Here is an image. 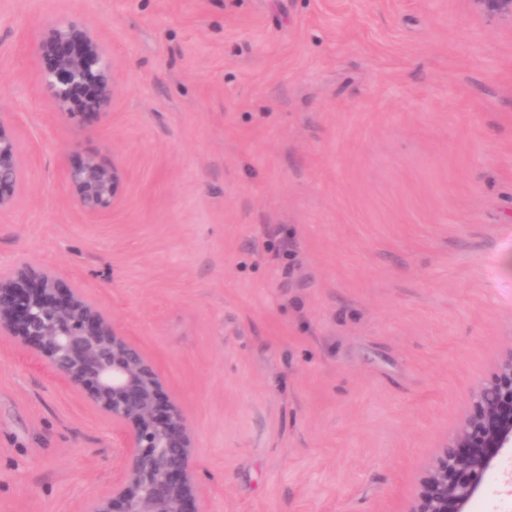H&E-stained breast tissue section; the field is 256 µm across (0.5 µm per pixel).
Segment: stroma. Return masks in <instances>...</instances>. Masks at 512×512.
<instances>
[{"label":"stroma","instance_id":"1","mask_svg":"<svg viewBox=\"0 0 512 512\" xmlns=\"http://www.w3.org/2000/svg\"><path fill=\"white\" fill-rule=\"evenodd\" d=\"M111 49L105 116L55 119L40 23ZM0 213L104 305L194 433L208 512H409L512 349V21L475 0H0ZM126 172L85 219L62 178ZM110 419L0 337V512H90ZM469 512H512V452ZM29 158L12 131L10 113H0V213L13 207L24 186Z\"/></svg>","mask_w":512,"mask_h":512}]
</instances>
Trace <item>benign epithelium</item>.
Returning a JSON list of instances; mask_svg holds the SVG:
<instances>
[{"instance_id":"obj_1","label":"benign epithelium","mask_w":512,"mask_h":512,"mask_svg":"<svg viewBox=\"0 0 512 512\" xmlns=\"http://www.w3.org/2000/svg\"><path fill=\"white\" fill-rule=\"evenodd\" d=\"M475 2L512 20V0ZM31 52L48 61L37 84L56 117L111 111L114 64L94 28L65 17L47 20ZM28 162L10 113L1 112L0 213L13 207ZM62 175L91 220L121 201L125 172L116 161L88 155ZM0 335L30 350L121 434L118 475L92 512H207L190 425L165 397L155 360L106 308L65 285L55 269L22 263L0 274ZM472 401L473 414L431 465L410 512H465L500 452L512 447V349Z\"/></svg>"}]
</instances>
